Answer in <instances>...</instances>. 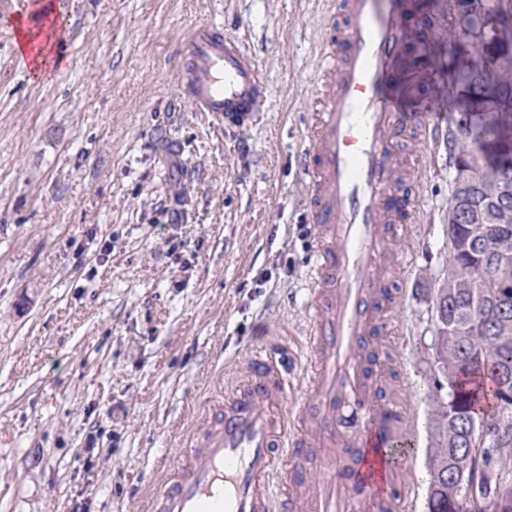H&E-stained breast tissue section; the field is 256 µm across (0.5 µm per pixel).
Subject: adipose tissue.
Wrapping results in <instances>:
<instances>
[{"label":"adipose tissue","instance_id":"ef3b65f1","mask_svg":"<svg viewBox=\"0 0 512 512\" xmlns=\"http://www.w3.org/2000/svg\"><path fill=\"white\" fill-rule=\"evenodd\" d=\"M56 14L53 0H34L31 15L15 21V47L20 67L35 78H43L50 69L63 67V54L53 53L54 34L46 23Z\"/></svg>","mask_w":512,"mask_h":512}]
</instances>
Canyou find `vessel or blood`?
Listing matches in <instances>:
<instances>
[{
  "label": "vessel or blood",
  "mask_w": 512,
  "mask_h": 512,
  "mask_svg": "<svg viewBox=\"0 0 512 512\" xmlns=\"http://www.w3.org/2000/svg\"><path fill=\"white\" fill-rule=\"evenodd\" d=\"M320 84L310 99L304 175L314 243L307 264L306 395L283 409L288 378L264 350L245 379L205 408L154 498L152 512H408L413 485L381 451L412 433L408 401L385 395L375 351L403 298L410 262L397 245L421 199L403 191L400 147L414 154L446 130L410 51L438 30L416 0H327ZM181 93L195 112L231 125L261 111L268 94L254 53L222 26H192L181 44Z\"/></svg>",
  "instance_id": "1"
}]
</instances>
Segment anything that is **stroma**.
Wrapping results in <instances>:
<instances>
[{
    "instance_id": "35a3bbf8",
    "label": "stroma",
    "mask_w": 512,
    "mask_h": 512,
    "mask_svg": "<svg viewBox=\"0 0 512 512\" xmlns=\"http://www.w3.org/2000/svg\"><path fill=\"white\" fill-rule=\"evenodd\" d=\"M68 65L20 68L0 0V512H147L199 421L263 347L303 400L307 99L319 0H55ZM243 38L268 80L244 125L185 107L176 50L191 23ZM448 147L414 186L416 257L383 361L417 441L404 470L425 493L424 373L432 299L448 271Z\"/></svg>"
}]
</instances>
